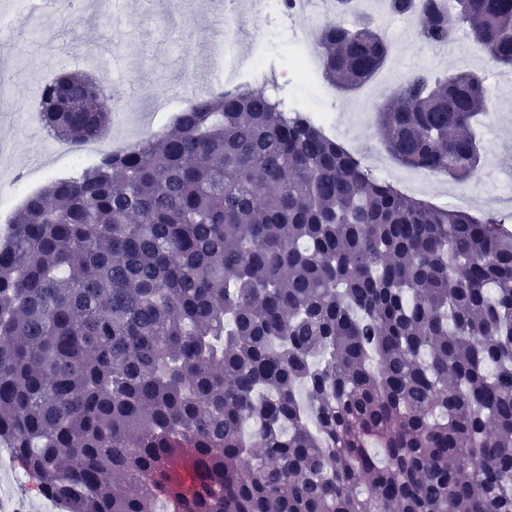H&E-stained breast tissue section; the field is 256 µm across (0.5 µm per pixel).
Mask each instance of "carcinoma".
<instances>
[{
  "label": "carcinoma",
  "instance_id": "1",
  "mask_svg": "<svg viewBox=\"0 0 512 512\" xmlns=\"http://www.w3.org/2000/svg\"><path fill=\"white\" fill-rule=\"evenodd\" d=\"M512 70V0H387ZM322 30L344 92L388 46ZM103 137L83 72L38 100ZM485 77L411 74L376 113L407 168L472 181ZM26 199L0 238V448L66 512H512V232L401 193L249 86Z\"/></svg>",
  "mask_w": 512,
  "mask_h": 512
}]
</instances>
